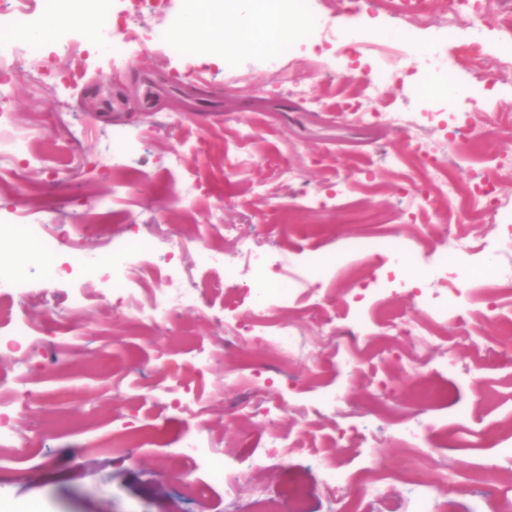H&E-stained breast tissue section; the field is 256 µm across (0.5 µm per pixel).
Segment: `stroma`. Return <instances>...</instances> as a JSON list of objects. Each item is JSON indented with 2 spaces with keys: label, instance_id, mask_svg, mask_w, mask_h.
Listing matches in <instances>:
<instances>
[{
  "label": "stroma",
  "instance_id": "stroma-1",
  "mask_svg": "<svg viewBox=\"0 0 512 512\" xmlns=\"http://www.w3.org/2000/svg\"><path fill=\"white\" fill-rule=\"evenodd\" d=\"M372 35L367 65L405 69L403 81L380 91L387 110L407 112L404 130L360 124L351 113L352 87L342 73L364 79L365 67L332 50L296 52L276 62L245 53L233 65L185 60L168 45L117 43L99 49L96 26L82 28V54L63 42L36 54L0 59L9 113L0 136L29 138L40 162L0 158V182L50 184L43 206L54 223L89 224L114 207V235L84 239L86 253L110 250L113 240L152 237L165 224L179 248L154 242L163 274L190 270L198 299L161 326L138 321L137 310L158 286L125 291L85 275L91 299L71 317L67 332L46 338L42 353L27 337L0 348V408L12 413L16 391H30L29 424L15 425L19 454L0 457V512H250V491L261 488L273 512H290L292 474L303 471L308 512H512V362L485 359L491 347L512 344L500 332L512 325V279H486V260L512 267V251L496 244L512 225V170L498 174L496 222L474 228L458 268L461 282L434 262L443 249L441 224L459 221L452 208L420 209L404 193L400 160L419 139L436 165H454L464 183L497 161L488 139L481 162L459 155L450 130L468 110L462 100L430 92L447 72L424 69L435 53L461 82L458 43L448 41V18L423 17L409 42L400 20L384 10L361 16ZM81 72L61 80V67ZM113 98L137 90L121 111L84 110L100 86ZM178 154L181 163L170 167ZM143 172L147 186L126 188L109 167L111 155ZM293 181L279 177L282 170ZM348 190H340L341 182ZM359 202L386 210L390 225L347 222ZM12 197H0V263L31 277L44 266L12 233ZM416 224L419 283L393 293L386 277L396 255L394 231ZM239 227V242L224 227ZM223 247V262L201 265L198 252ZM268 255L287 252L288 277L270 285L239 276L242 247ZM326 259L315 268L312 258ZM281 294L278 308L244 328L261 296ZM447 318L448 333L429 336L393 328L410 307ZM477 327L471 345L460 322ZM292 325L295 349L287 369L271 363L276 326ZM50 431L35 436L31 421ZM426 423L417 447L408 428ZM277 424L294 453L280 459L269 434ZM198 448L182 456L186 440ZM431 458L437 490L422 496L401 477L409 460ZM223 468H214L215 460ZM386 460L391 473L378 496L366 493L367 467ZM347 493H328L326 472ZM201 495L186 496L187 477Z\"/></svg>",
  "mask_w": 512,
  "mask_h": 512
}]
</instances>
